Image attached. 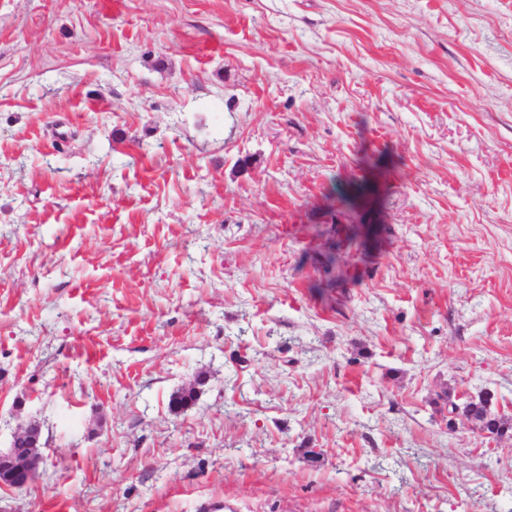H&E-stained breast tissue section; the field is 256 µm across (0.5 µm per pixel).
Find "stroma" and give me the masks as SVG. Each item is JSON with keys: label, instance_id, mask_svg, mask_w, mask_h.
<instances>
[{"label": "stroma", "instance_id": "1", "mask_svg": "<svg viewBox=\"0 0 512 512\" xmlns=\"http://www.w3.org/2000/svg\"><path fill=\"white\" fill-rule=\"evenodd\" d=\"M486 392L512 0H0V512H512ZM204 379V377L198 375L194 385L180 388L172 393L169 399L170 410L174 413H179L193 405L199 392L197 386L203 385ZM463 414L476 428L498 437L512 430L511 423L492 412L487 397H481L478 401L465 402ZM36 444H37L36 448H32V447H30L31 442L28 441V439L26 437H18L17 440L15 441V446L13 448H10L9 450H11L12 452H15V453H19L20 456L27 455L31 452H33L34 454H37L39 456L36 459H31V458L19 459V458L8 456V458L11 460V464L16 467H19V468H24V467L39 468V466L43 460V457L40 454H43L42 449L44 448V445L46 444L45 442H42V426H41L40 437H39V440L36 442Z\"/></svg>", "mask_w": 512, "mask_h": 512}]
</instances>
